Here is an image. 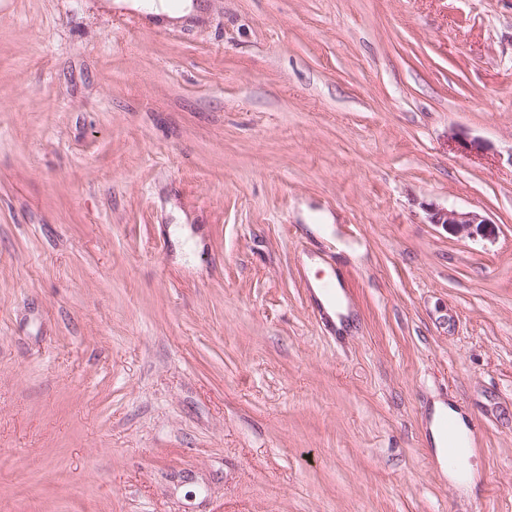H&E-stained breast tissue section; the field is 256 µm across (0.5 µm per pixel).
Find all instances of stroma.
<instances>
[{
  "label": "stroma",
  "instance_id": "obj_1",
  "mask_svg": "<svg viewBox=\"0 0 512 512\" xmlns=\"http://www.w3.org/2000/svg\"><path fill=\"white\" fill-rule=\"evenodd\" d=\"M138 2L0 13V512H512V0ZM426 211L430 223L440 225L453 237L471 240H492L496 237L495 223L479 212L448 208ZM335 291L329 295L320 287L321 281L316 277L311 278L310 285L318 302L323 306L324 311L336 324V328H344V320L349 315V304L342 283L337 277L334 279ZM446 417L448 418L443 422ZM448 419H452L455 423V440L460 449L471 455L473 437L471 435L468 422L465 419L464 414L451 404L446 405L443 402L434 403L431 421L429 424L430 442L433 446L436 458L441 465L443 475L445 477L447 476L448 481L458 488L468 489L474 485L477 479V474H475L472 469H469L465 473H459L455 470L449 469L448 465L446 466L444 448H446L448 464L460 455L456 448L448 446V439L444 431L448 435V432L451 433L454 430L453 422Z\"/></svg>",
  "mask_w": 512,
  "mask_h": 512
}]
</instances>
